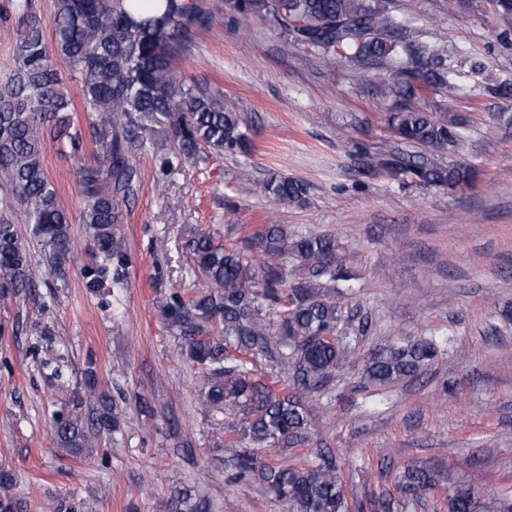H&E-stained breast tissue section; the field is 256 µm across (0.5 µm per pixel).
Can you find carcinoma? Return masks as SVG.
Instances as JSON below:
<instances>
[{"label": "carcinoma", "mask_w": 512, "mask_h": 512, "mask_svg": "<svg viewBox=\"0 0 512 512\" xmlns=\"http://www.w3.org/2000/svg\"><path fill=\"white\" fill-rule=\"evenodd\" d=\"M158 16H142L155 0H54L49 19L32 0H11L17 23L14 67L0 83V296H18L33 286L30 244L40 249L50 272L66 278L74 263V239L67 210L43 166L46 140L82 159L86 138L95 146L93 163L78 170L82 223L94 254L82 270L95 294L106 282L127 283L129 255L122 236L125 206L140 190L136 155H157L159 173L174 170L173 160L195 164L214 152L247 151L252 144L239 113L223 94L187 79L176 58L193 30L210 24L212 11L193 0H162ZM258 19L271 18L291 39L325 56L338 54L353 66L383 67L382 83L396 101L386 113L391 134L411 146L454 147L463 123L425 108L437 88L453 95L458 86L446 60L436 51L403 45L387 0H230L219 2ZM51 28L52 37L46 36ZM81 81L83 129L66 113L72 102L58 63ZM361 174L410 176L419 184H467L472 169L414 160L399 150L356 153ZM280 202L302 200L307 185L272 177L260 186ZM340 242L332 234L296 236L285 224H264L242 245L230 247L211 232L195 234L189 251L196 278L206 289L187 297L177 293L160 305L164 327L183 340L185 355L206 371L199 402L221 425L224 411L243 415V434L263 448L271 441L294 447L308 440L314 422L310 401L334 374L351 363V350L337 336L343 301L336 283L353 279L339 260ZM298 272L288 275L287 262ZM437 343L415 339L402 347L376 350L362 359L363 378L386 386L414 377L438 355ZM263 355L271 369L257 374L253 358ZM223 426V425H221ZM120 427L111 398L98 388L94 364L83 372V390L73 393L54 419L53 443L89 456L102 435ZM235 427L223 426L224 447ZM228 481L260 479L286 505L287 512H365L350 504L342 469L333 453L313 465L271 464L250 448L236 452ZM15 473L0 468V512H31L24 497L11 493ZM401 489L414 501L441 490L440 474L428 468L404 470ZM448 512H512V495L486 498L470 488L448 490ZM168 512H207V500L187 488L174 489Z\"/></svg>", "instance_id": "1"}]
</instances>
